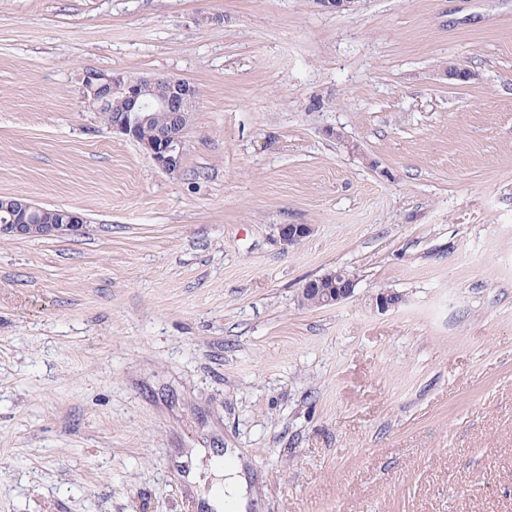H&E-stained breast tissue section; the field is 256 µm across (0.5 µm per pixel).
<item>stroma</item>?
<instances>
[{
    "label": "stroma",
    "instance_id": "stroma-1",
    "mask_svg": "<svg viewBox=\"0 0 512 512\" xmlns=\"http://www.w3.org/2000/svg\"><path fill=\"white\" fill-rule=\"evenodd\" d=\"M91 70L197 88L179 174ZM16 195L88 229L0 239V512H512V0H0ZM277 230L279 243L283 249H288L309 237L314 228L310 224H280ZM329 283L328 288H315L317 284ZM357 279L345 270H332L319 277L317 280L310 279L306 281L300 290L301 300L306 293L318 294L321 299V305L335 306L354 295ZM405 302L403 294L394 290L382 289L372 296L371 307L374 311L382 313L398 309ZM228 461L230 464H224L223 474L214 472L217 476H224L222 491L223 501L216 497L214 491H212L214 494L205 495L204 498L207 500L208 507L222 508L223 503H225L226 500H229L232 502L234 508L244 509L248 504V480L242 474L243 466L241 462L238 461L237 463H232V459H229Z\"/></svg>",
    "mask_w": 512,
    "mask_h": 512
}]
</instances>
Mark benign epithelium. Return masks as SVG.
I'll return each mask as SVG.
<instances>
[{
  "mask_svg": "<svg viewBox=\"0 0 512 512\" xmlns=\"http://www.w3.org/2000/svg\"><path fill=\"white\" fill-rule=\"evenodd\" d=\"M446 79L458 84H467L476 79V73L448 62L442 66ZM159 85L166 86V93L157 99V105L169 115V123L157 128L149 136H141L148 118L142 110L148 106L150 97ZM83 87L87 98L112 108L113 131L135 139L150 159L162 170L177 174L182 167L184 154V131L190 112L197 99L195 87L178 78L142 76L128 82L121 75L86 72ZM33 203L23 196L0 199V211L9 215L8 221L0 222V237L41 238L63 234H81L87 228L86 217L77 210H65L46 217L44 223L30 222ZM313 233L311 224H281L278 240L282 248L288 249ZM357 279L345 270H332L315 279L306 281L300 295L316 293L324 306H335L354 295ZM405 303L403 294L382 289L372 296L371 307L378 312L395 310Z\"/></svg>",
  "mask_w": 512,
  "mask_h": 512,
  "instance_id": "1",
  "label": "benign epithelium"
}]
</instances>
